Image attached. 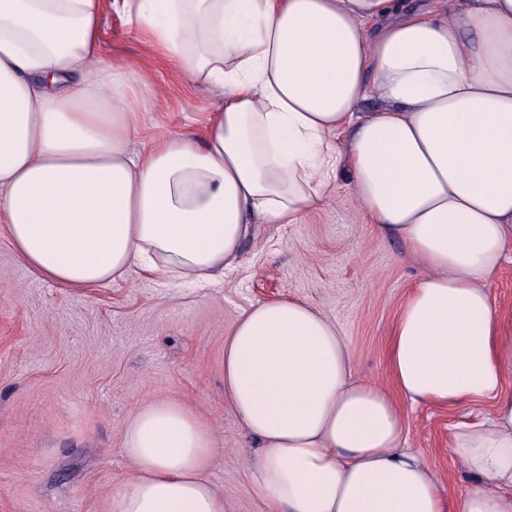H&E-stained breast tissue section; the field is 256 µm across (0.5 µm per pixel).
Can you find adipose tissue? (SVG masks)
<instances>
[{"instance_id":"obj_1","label":"adipose tissue","mask_w":512,"mask_h":512,"mask_svg":"<svg viewBox=\"0 0 512 512\" xmlns=\"http://www.w3.org/2000/svg\"><path fill=\"white\" fill-rule=\"evenodd\" d=\"M169 62L224 89L202 144L132 152L137 64L98 50L99 0H0V225L62 287L136 266L203 283L252 219L356 208L424 271L388 348L395 389L352 376L335 324L296 299L252 306L224 342V398L260 443L254 491L281 512H512V319L489 288L512 262V0H121ZM377 97L382 107L361 111ZM347 140H340L341 132ZM488 402L448 448L447 501L400 451L397 397ZM132 464L107 512H224L211 429L182 406L123 426Z\"/></svg>"}]
</instances>
